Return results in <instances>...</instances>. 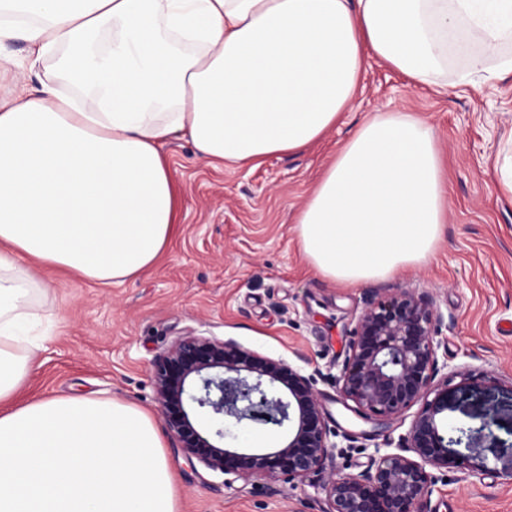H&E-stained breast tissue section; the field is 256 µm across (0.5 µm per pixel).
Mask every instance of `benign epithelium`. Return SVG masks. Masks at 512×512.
<instances>
[{"mask_svg":"<svg viewBox=\"0 0 512 512\" xmlns=\"http://www.w3.org/2000/svg\"><path fill=\"white\" fill-rule=\"evenodd\" d=\"M443 321L427 292L395 288L371 299L358 317L336 375L345 407L368 422L399 418L419 405L401 452L357 474L325 471L334 445L315 380L300 368L233 340L188 332L153 361L160 412L188 459L244 479L303 480L324 473L330 512H430L434 471L462 467L448 455L438 415L448 407L434 325ZM266 419L287 428L271 450L224 447L226 423Z\"/></svg>","mask_w":512,"mask_h":512,"instance_id":"1","label":"benign epithelium"}]
</instances>
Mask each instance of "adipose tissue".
Segmentation results:
<instances>
[{
    "mask_svg": "<svg viewBox=\"0 0 512 512\" xmlns=\"http://www.w3.org/2000/svg\"><path fill=\"white\" fill-rule=\"evenodd\" d=\"M18 32L54 68L0 98V512H179L148 411L17 403L44 346L41 270L110 285L155 264L180 206L171 138L213 166L301 151L371 58L414 86L512 74V0H0V42ZM447 221L433 127L391 112L359 124L294 230L318 274L352 286L430 261Z\"/></svg>",
    "mask_w": 512,
    "mask_h": 512,
    "instance_id": "1",
    "label": "adipose tissue"
}]
</instances>
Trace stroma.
Instances as JSON below:
<instances>
[{
    "instance_id": "stroma-1",
    "label": "stroma",
    "mask_w": 512,
    "mask_h": 512,
    "mask_svg": "<svg viewBox=\"0 0 512 512\" xmlns=\"http://www.w3.org/2000/svg\"><path fill=\"white\" fill-rule=\"evenodd\" d=\"M380 112H407L434 128L447 161L448 222L427 264L342 287L307 263L294 225L331 159ZM511 150L512 77L436 92L409 87L375 60L341 122L302 152L217 170L188 140H170L162 151L183 190L170 248L120 285L56 282L47 305L51 339L21 399L88 395L149 410L176 473L180 512H327L320 476L242 479L190 463L160 414L153 360L191 330L318 374L338 447L332 465L357 473L395 451L414 413L364 421L341 405L334 377L366 301L419 289L444 318L435 327L438 360L450 375L441 424L450 438L460 427L472 432L450 447L471 467L438 479L431 512H512V197L499 191L495 168ZM283 437L259 422L229 426L226 443L256 450Z\"/></svg>"
}]
</instances>
